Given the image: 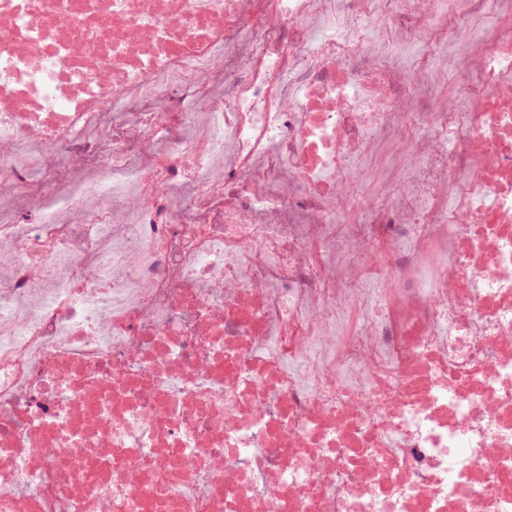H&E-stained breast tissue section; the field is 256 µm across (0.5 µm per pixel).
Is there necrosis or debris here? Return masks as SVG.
<instances>
[{
    "instance_id": "obj_1",
    "label": "necrosis or debris",
    "mask_w": 512,
    "mask_h": 512,
    "mask_svg": "<svg viewBox=\"0 0 512 512\" xmlns=\"http://www.w3.org/2000/svg\"><path fill=\"white\" fill-rule=\"evenodd\" d=\"M0 512H512V0H0Z\"/></svg>"
}]
</instances>
